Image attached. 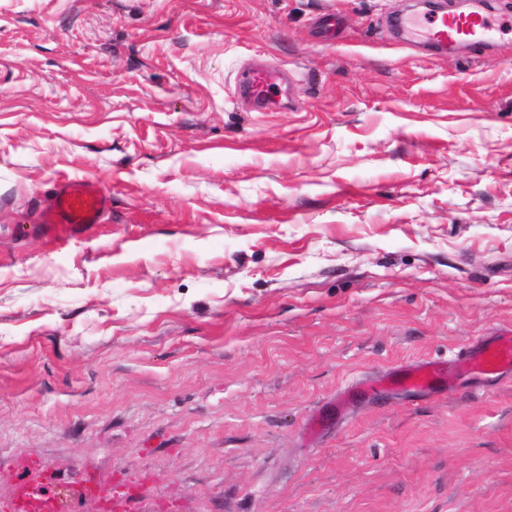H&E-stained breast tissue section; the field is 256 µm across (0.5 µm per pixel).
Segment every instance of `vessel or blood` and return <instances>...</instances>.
Instances as JSON below:
<instances>
[{
  "label": "vessel or blood",
  "mask_w": 512,
  "mask_h": 512,
  "mask_svg": "<svg viewBox=\"0 0 512 512\" xmlns=\"http://www.w3.org/2000/svg\"><path fill=\"white\" fill-rule=\"evenodd\" d=\"M500 21L481 14L431 16L420 21L410 19L406 31L441 49L460 42L482 44L500 32ZM285 81L282 71L260 67L249 71L239 83L243 98L257 109L280 108V92ZM110 205V198L99 184L88 178H72L60 184L44 213L45 236L60 242L90 232L100 224ZM444 360H429L418 365L398 366L393 375L410 390H431L448 383L450 375ZM451 364L464 373L493 376L512 371V331L459 351ZM9 512H58V496L50 482L21 483Z\"/></svg>",
  "instance_id": "obj_1"
}]
</instances>
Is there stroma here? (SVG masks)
<instances>
[{"label": "stroma", "mask_w": 512, "mask_h": 512, "mask_svg": "<svg viewBox=\"0 0 512 512\" xmlns=\"http://www.w3.org/2000/svg\"><path fill=\"white\" fill-rule=\"evenodd\" d=\"M417 0H0V501L512 512V374L338 391L512 330V23ZM282 70L294 110L237 78ZM111 205L59 247V183ZM503 23L482 14L448 15L427 17L424 23L413 18L406 22L411 38H421L441 49L460 42L482 44L502 30ZM20 510L57 512L59 510L58 496L51 488L50 482L30 484L23 481L19 486L14 502L8 508L10 512H20Z\"/></svg>", "instance_id": "1"}]
</instances>
